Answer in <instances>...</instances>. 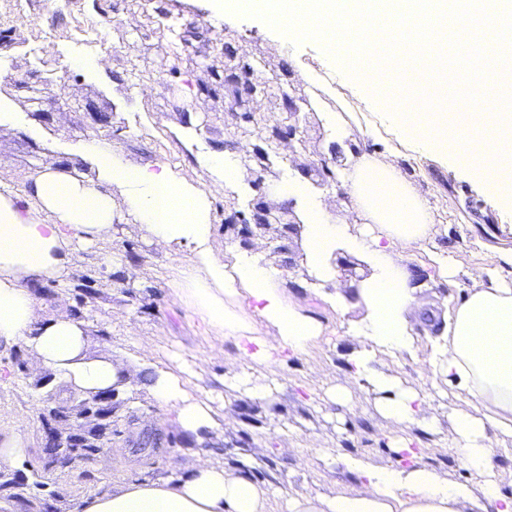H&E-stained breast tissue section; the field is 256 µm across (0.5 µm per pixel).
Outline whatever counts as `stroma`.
<instances>
[{
    "label": "stroma",
    "mask_w": 512,
    "mask_h": 512,
    "mask_svg": "<svg viewBox=\"0 0 512 512\" xmlns=\"http://www.w3.org/2000/svg\"><path fill=\"white\" fill-rule=\"evenodd\" d=\"M114 23L106 36L112 47L106 64L90 75L72 68L77 57L90 49L74 45L79 20L100 21L94 0H0V32L17 30L23 48H0V75H16L58 62L70 94L79 98L104 95L113 105L112 123L101 126L81 113L54 114L51 126L30 118V106L14 100L15 127L0 131V181L14 183L20 172L41 165L70 160L90 138L105 137L131 160L167 164L188 182L209 186L211 174L196 162V155L213 150L235 151L244 185L227 191L212 202L215 223H223L225 211H248L253 197L250 155L240 152L234 118L224 108V92L214 96L200 91L223 73L235 56L255 64L257 77L270 90L253 107L268 121H276L282 101L276 89L285 83L297 106L295 117L302 143L281 144V163L274 169L272 187L265 201L283 221L297 219L302 198H283L284 179L303 176L307 189L334 204L343 214L348 188L339 184L321 187L318 164L331 149L342 160L362 153L391 156L404 179L427 202L434 215L428 242L411 248L406 263L423 288L418 299L439 308L459 304L469 288L505 280L512 282V263L495 258L496 250L512 251V206L490 200L471 173L455 164L413 148L404 134L385 119V108L371 93L354 84L352 76L333 63L325 48L314 41L296 43L253 17H214L207 0H112ZM204 31L213 48L200 64H176L172 47L186 27ZM323 112L340 114L349 133L337 138L332 126L320 120ZM120 136H113V129ZM34 140L48 147L34 155L26 146ZM281 224L257 234L260 259L280 272L284 288L305 311L321 320L324 340L308 353L287 355L275 365H252V373L273 378L271 395L249 397L232 388L241 372L229 358L232 342H225V357L212 355L214 340L199 318L175 297L171 288L186 258L185 252H163L151 244L139 225H118L114 239L79 248L73 257L72 278L91 279L95 294L82 308L92 355L117 356L140 363L144 349L167 361L172 370L194 365L201 398L215 408L232 410L233 419L200 444L191 437L160 448H139L133 440L145 427L169 433V410L155 401L143 386H136L130 401L117 412L121 430L111 451L94 469L98 482L90 483L72 470L58 477L54 489L60 512H78L87 501L112 488L137 480H158L184 474L196 455L222 462L225 468L247 467L258 480L270 481L292 493L355 491V476L339 470L330 457L345 453L379 466L396 464L401 440H408L420 465L437 470L452 481L471 480L460 462L448 415L467 410L463 396L432 379L425 366L434 354L438 328L420 322L415 326L414 355L381 357L377 366L399 377L405 387L428 397L429 412L437 421L434 431L409 428L385 418L374 407L376 399L364 382L348 379L347 356L359 349L354 329L365 316L358 298H346L344 306L331 309L322 301L336 283L352 285L350 272L336 270L333 279L312 284L302 263V248L290 238L288 255L277 251ZM135 251L131 281L118 280V269L106 264V256L126 258ZM452 263L458 274L453 283L439 277L440 262ZM142 292V304L127 303L124 288ZM11 352H0V428L16 430L26 441V460H34L42 441L41 395L32 383L36 371L13 373ZM349 390V402L336 404L330 393L337 386Z\"/></svg>",
    "instance_id": "stroma-1"
}]
</instances>
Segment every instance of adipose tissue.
<instances>
[{
	"mask_svg": "<svg viewBox=\"0 0 512 512\" xmlns=\"http://www.w3.org/2000/svg\"><path fill=\"white\" fill-rule=\"evenodd\" d=\"M198 160L213 173L205 189L165 164H131L111 142L93 138L69 164L24 171L22 188L0 183V348L26 346L37 366L67 389H133L136 366L91 355L84 323L65 314L42 315L34 291L68 277L77 243L112 240L125 221L139 224L161 250L187 251L175 294L215 337V355L229 341L235 362L271 364L282 353L301 354L318 342L323 324L287 298L275 270L252 253L227 257L214 249L211 199L239 188L241 174L233 152L206 153ZM85 166L96 171V179L85 178ZM346 181L343 219L326 200L307 195L301 179L284 183L282 195L306 199L299 230L317 280L330 277V259L339 249L371 270L360 288L366 314L357 335L365 349L351 358L350 376L378 393L377 409L386 418L435 426L418 393L369 361L379 354L413 353L414 321L442 318V342L430 368L469 405L454 415L452 427L461 461L476 483L451 481L413 464L379 468L341 455L338 464L361 481L357 491L285 496L249 472L200 458L186 474L125 484L84 503L81 512H271L272 499L280 495L287 512H512V495L502 491L493 465L494 437L512 438V285L474 286L462 303L441 312L419 305L405 254L431 236L429 206L396 165L379 157H354ZM359 221L372 225V234L357 233ZM148 389L171 408L173 430L197 442L225 419L199 398L193 374H175L164 362L153 363Z\"/></svg>",
	"mask_w": 512,
	"mask_h": 512,
	"instance_id": "adipose-tissue-1",
	"label": "adipose tissue"
}]
</instances>
